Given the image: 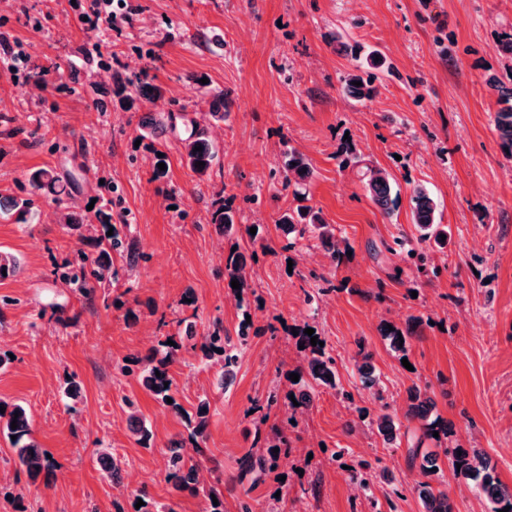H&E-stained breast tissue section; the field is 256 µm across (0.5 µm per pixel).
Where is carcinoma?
Segmentation results:
<instances>
[{
    "mask_svg": "<svg viewBox=\"0 0 512 512\" xmlns=\"http://www.w3.org/2000/svg\"><path fill=\"white\" fill-rule=\"evenodd\" d=\"M361 85H354V82ZM342 89L346 96L357 100L366 101L373 99L378 93L375 85V77L366 80L355 73H348L341 79ZM486 84L489 89L497 93V102L502 104L493 118V129L500 140L502 148L508 149V155L512 157V86L508 87L498 77L491 75ZM135 94L151 103L161 100L164 89L152 82H142L135 88ZM224 95L213 96L210 102L209 112L203 119H198L188 112H150L142 117L141 127L149 130L154 140L166 144L167 140L175 139L181 142L184 154L183 160L186 166L200 177L210 175L218 158V148L212 137V128L224 121L227 117ZM202 150L197 151L195 147ZM288 160L279 173L283 189H288L291 184H301L313 176V169L305 155L294 147L288 148ZM201 161L204 166L196 167V162ZM368 196L371 201L380 207L385 213H390L395 206V198L392 197L393 185L389 175L380 169L366 168L362 174ZM28 189L26 197H0V213H8L15 217L17 222H25L37 208V199L45 192H50L57 197L63 195L58 174L51 168L41 167L29 173L27 179ZM414 205V225L418 232L416 240L397 238L388 250L400 255L405 262H409L421 269L426 276L438 277L441 268L430 265L426 261L422 244L434 241L443 247L447 241L441 236L448 235V227L436 221L437 203L426 188L416 186L412 193ZM103 229V234L94 239L99 247L98 255L94 258L80 252L76 262H69L64 266L60 277L67 283L78 286L80 291L91 297L96 290V284L115 277L118 271L112 268L111 254L120 255L129 268H134L143 260V255L137 252L134 241L118 228L112 227V208L99 210L94 214ZM210 223L215 226L220 235L230 237L239 231L237 211L224 205V198L217 197L210 212ZM276 227L282 232L286 243L284 250L295 247L296 241L309 235L320 241L326 251V257L331 265L341 264L346 258L347 244L345 240L336 238L335 227L326 223L321 213L308 205L299 204L286 209L275 221ZM113 231V235H107V231ZM246 258L238 252L232 251L226 258V270L229 280H238L240 288L233 290L234 294H244L251 288L249 278L245 272ZM423 323L422 318L412 317L406 327L401 328L392 325V329H384V336L390 341L392 349L404 352L407 349L408 340L415 334L417 327ZM254 323L241 322L237 332V343H230L229 339L214 332L204 337L203 341L192 345L194 351L201 353V359L209 365L219 367L222 381L234 377L238 365L239 352L247 345ZM297 343L304 345L302 364L308 370L309 375L319 385L336 387V361L327 351L326 347L311 345V337L299 331ZM182 349V344L174 346L161 342V348L141 359H136L140 364V380L142 386L148 390L154 398L164 407L181 414L187 438L171 442L175 448L166 461V477L172 487L177 491L186 489L198 491L200 480L199 473L204 470L209 472L213 468L207 466L210 458L203 448L205 442V428L209 412V402L201 400L197 405L195 414L191 415L182 410L180 404L167 403V399L174 398L171 378L168 375V365L177 357ZM410 405L407 417L417 419L423 423V436L433 438V432L437 431L443 436H448V426L439 418H431L435 408V402L420 388L414 387L409 392ZM131 409L129 430L137 437V442L148 445L152 434L142 418L137 414L135 403L127 400ZM5 412H0V433L8 437L14 435L16 439L11 445L18 454L19 461L24 467V472L30 483L34 484L39 477L49 478L56 469L54 459L47 457V452L31 440L30 415L27 409L18 403L4 404ZM17 421V427L11 428L12 421ZM377 432L383 437L386 444H397L399 428L394 417L384 413L376 421ZM277 443L267 447V453L249 450L241 459V472L251 473L255 470L261 472L270 471L275 467L277 454L275 448L289 449L288 437L280 431L276 436ZM189 442L194 448V454L184 455L179 452L184 442ZM443 453L448 457V462L454 470V475L466 481L474 483L478 491L492 504V512H500L505 507H511L512 489L503 485L494 474L485 454L478 448H445ZM97 460L103 470L110 477H115L119 471L118 464L108 448H101L97 453ZM416 490L422 501L424 512H454L453 504L448 493L436 490L428 481L417 483ZM207 499V507L204 512H224V490L221 479L217 478L203 490ZM218 504H213V500Z\"/></svg>",
    "mask_w": 512,
    "mask_h": 512,
    "instance_id": "carcinoma-1",
    "label": "carcinoma"
}]
</instances>
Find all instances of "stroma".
<instances>
[{
    "label": "stroma",
    "instance_id": "1",
    "mask_svg": "<svg viewBox=\"0 0 512 512\" xmlns=\"http://www.w3.org/2000/svg\"><path fill=\"white\" fill-rule=\"evenodd\" d=\"M85 0H0V37L16 40L27 62L0 59V195L20 194L24 173L50 167L66 184L65 204L44 195L34 223L0 219V253L19 258L18 276L0 280V353L14 359L0 371V400L24 405L32 438L54 458L50 484L30 485L9 440L0 435V512H135L146 496L175 512H203L202 494L176 491L164 459L183 430L182 412L200 400L210 405L204 448L224 486V512H422L415 490L422 475L409 448H481L502 484L512 488V160L492 130L498 105L488 74L512 79V0H112L115 29L84 25ZM380 50L378 95L357 102L340 78L353 62L338 41ZM102 55H93L97 45ZM64 67L93 72L58 91ZM137 79L148 74L165 98L127 104L101 80L104 64ZM206 76L208 91L195 79ZM224 94L228 120L214 131L219 162L199 180L176 142L166 152V183L151 179V138H139L149 111L208 112ZM109 103L98 111V99ZM37 129L36 139L24 133ZM357 150L340 168L337 151ZM304 153L314 175L310 205L352 247L332 268L316 239L283 250L275 227L294 203L276 178L283 152ZM387 170L399 195L391 215L369 200L362 165ZM424 185L448 225L445 248H430L438 277H425L389 252L394 238L414 237L412 191ZM239 211L242 224H258L270 245L254 264L252 290L232 300L225 254H251L247 233L230 243L209 222L216 192ZM132 218L130 235L144 256L135 275L121 273L111 287L83 297L58 268L90 240L61 221L65 208L84 214L89 204ZM330 281L318 291L305 272ZM192 303H184V296ZM275 334L250 336L235 377L221 385L216 368L195 353L169 365L181 412L160 405L127 359L142 357L177 322L193 316L196 333L236 336L244 314ZM423 316L406 353L392 350L382 323L405 325ZM311 324L336 359V388H319L312 406L287 415L284 407L258 412L269 392L296 389L300 368L293 331ZM372 355L379 388L366 387L356 368L359 349ZM81 386L77 404L61 393L66 375ZM427 388L434 412L451 434L423 437L406 417L408 389ZM351 400H343L342 392ZM151 426V447L127 429L131 409ZM393 414L400 445L390 448L369 421ZM286 429L292 450L274 471L242 476L240 458L255 434L273 439ZM120 463L106 477L98 449ZM431 479L447 491L455 512H491L485 498L458 479L446 457ZM387 469L392 483L357 488L366 468Z\"/></svg>",
    "mask_w": 512,
    "mask_h": 512
}]
</instances>
